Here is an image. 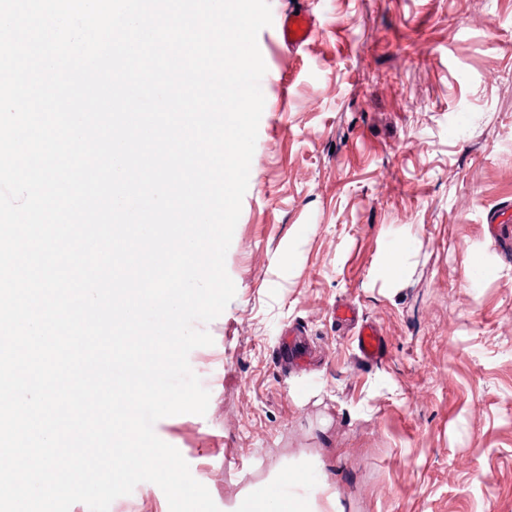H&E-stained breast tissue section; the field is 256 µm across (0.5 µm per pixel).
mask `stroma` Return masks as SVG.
I'll use <instances>...</instances> for the list:
<instances>
[{"label": "stroma", "mask_w": 512, "mask_h": 512, "mask_svg": "<svg viewBox=\"0 0 512 512\" xmlns=\"http://www.w3.org/2000/svg\"><path fill=\"white\" fill-rule=\"evenodd\" d=\"M265 98L225 259L234 298L189 363L205 415L156 422L222 512L317 464L341 512H512V0H269ZM399 258L401 280L382 274ZM375 322L361 362L332 314ZM297 331L305 365L277 350ZM109 512H169L150 482ZM298 12V15H295ZM315 30L314 21L303 9L291 8L280 15L277 34L287 46H300L309 40ZM354 336L357 357L361 361L373 363L384 356L387 344L384 334L377 325L365 322L356 328Z\"/></svg>", "instance_id": "obj_1"}]
</instances>
